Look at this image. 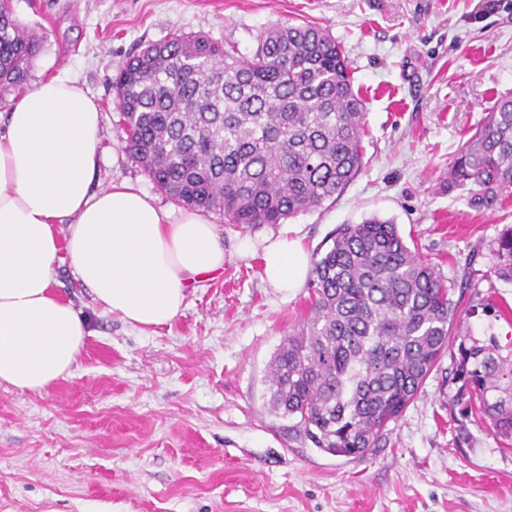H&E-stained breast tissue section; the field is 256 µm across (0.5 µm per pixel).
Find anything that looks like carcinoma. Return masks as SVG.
Returning <instances> with one entry per match:
<instances>
[{
    "label": "carcinoma",
    "instance_id": "1",
    "mask_svg": "<svg viewBox=\"0 0 512 512\" xmlns=\"http://www.w3.org/2000/svg\"><path fill=\"white\" fill-rule=\"evenodd\" d=\"M40 49L0 0V86L26 83ZM113 89L141 172L173 202L226 224H281L336 200L362 167L363 101L322 28L270 29L250 59L206 34H175L129 57ZM448 189L479 212L512 194V92L458 147ZM491 256V271L512 282V227ZM308 290L311 313L274 353L263 394L291 439L364 456L448 354L458 437L481 419L512 440V343L459 333L454 288L397 225L336 228L313 253Z\"/></svg>",
    "mask_w": 512,
    "mask_h": 512
}]
</instances>
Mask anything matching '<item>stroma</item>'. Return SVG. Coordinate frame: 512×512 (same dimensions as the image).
<instances>
[{
	"label": "stroma",
	"mask_w": 512,
	"mask_h": 512,
	"mask_svg": "<svg viewBox=\"0 0 512 512\" xmlns=\"http://www.w3.org/2000/svg\"><path fill=\"white\" fill-rule=\"evenodd\" d=\"M43 41L29 82L71 75L98 101L101 185L126 182L179 215L124 150L112 81L141 47L204 33L251 56L268 29L313 23L342 44L365 104L364 165L336 201L281 224H221L224 272L187 289L171 323L141 331L102 313L69 263L57 291L93 329L72 378L46 390L0 385V512H512V442L470 425L457 439L443 358L379 447L360 458L289 440L262 394L269 362L307 317V288L261 279L240 240L301 238L392 221L443 276L472 281L462 322L512 341V283L490 250L512 198L468 207L448 165L496 95L512 92V0H12Z\"/></svg>",
	"instance_id": "1"
}]
</instances>
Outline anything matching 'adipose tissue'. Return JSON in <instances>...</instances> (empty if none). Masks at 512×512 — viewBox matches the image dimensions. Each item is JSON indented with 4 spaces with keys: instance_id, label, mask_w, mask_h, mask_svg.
Listing matches in <instances>:
<instances>
[{
    "instance_id": "adipose-tissue-1",
    "label": "adipose tissue",
    "mask_w": 512,
    "mask_h": 512,
    "mask_svg": "<svg viewBox=\"0 0 512 512\" xmlns=\"http://www.w3.org/2000/svg\"><path fill=\"white\" fill-rule=\"evenodd\" d=\"M101 112L76 81L36 82L0 133V385L41 392L72 378L89 321L56 291L69 261L102 312L145 330L182 314L187 288L224 271L217 225L178 220L130 185L98 186ZM262 279L292 292L311 260L300 239L242 240Z\"/></svg>"
}]
</instances>
